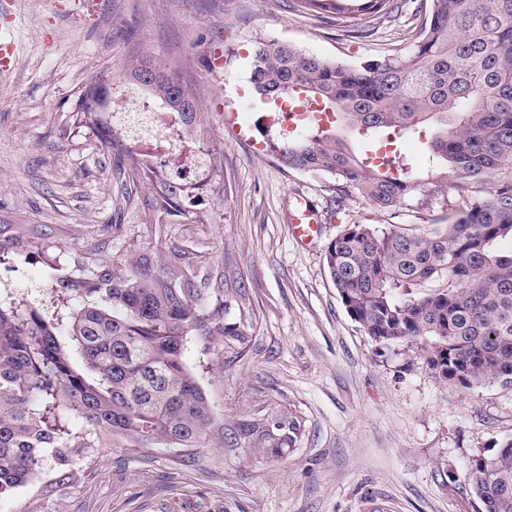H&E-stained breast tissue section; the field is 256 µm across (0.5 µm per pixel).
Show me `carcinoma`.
<instances>
[{"instance_id": "1", "label": "carcinoma", "mask_w": 512, "mask_h": 512, "mask_svg": "<svg viewBox=\"0 0 512 512\" xmlns=\"http://www.w3.org/2000/svg\"><path fill=\"white\" fill-rule=\"evenodd\" d=\"M294 8L326 15L362 37L396 0H294ZM411 48L360 68L331 63L281 43L255 51L252 83L261 102L300 90L331 109L344 129L393 144L429 121L440 128L429 151L461 182L479 180L512 162V0H429ZM122 77L157 104L180 113L189 136L200 137L197 98L172 70L151 59ZM110 80L86 85L77 115L119 174L149 186L131 209L151 224H206L196 185L161 178L115 142L104 108ZM288 168L325 172L392 209L420 181L395 154L367 162L317 120L273 144ZM512 181L489 196L468 199L425 236L400 224L379 229L351 224L329 246L331 280L348 312L382 345L413 344L426 363L438 357L447 381L471 389L486 382L512 386ZM224 274L200 277L186 252L142 251L126 264L107 260L60 279L51 308L0 289V497L26 483L48 448H100L119 437L132 446L232 447L245 437L267 457H282L296 424L252 418L215 434L213 415L184 362L187 336H240L224 312L207 309L201 289H224ZM82 423L72 430L68 418ZM469 479L483 512H512V439L472 459Z\"/></svg>"}]
</instances>
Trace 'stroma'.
Masks as SVG:
<instances>
[{"instance_id": "35a3bbf8", "label": "stroma", "mask_w": 512, "mask_h": 512, "mask_svg": "<svg viewBox=\"0 0 512 512\" xmlns=\"http://www.w3.org/2000/svg\"><path fill=\"white\" fill-rule=\"evenodd\" d=\"M420 0L357 38L291 0H16L0 10L14 64L0 71V222L38 231L0 258V285L38 286L97 260L138 252L201 250L233 282L206 295L245 334L188 336L184 361L217 427L261 415L297 420L278 460L251 444L187 450L130 446L45 453L30 484L0 497V512H482L468 480L472 458L512 438V386L465 389L436 377L415 346H383L346 312L326 254L347 225L403 224L423 235L464 197L512 180V163L460 185L428 162L436 128L396 148L412 158L420 188L385 210L358 191L339 198L329 174L284 167L260 124L251 70L258 43L278 42L358 67L408 49ZM169 64L200 100L201 136L216 154L223 196L207 200L208 224L144 223L116 213L120 184L101 142L74 118L78 92L131 60ZM240 113L250 140L226 122ZM319 214L313 245L294 239L297 198Z\"/></svg>"}]
</instances>
